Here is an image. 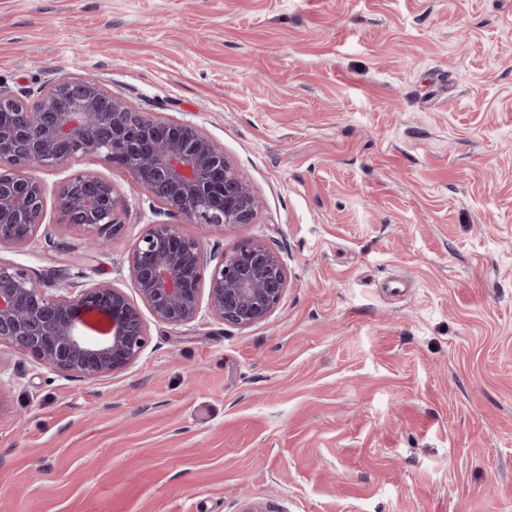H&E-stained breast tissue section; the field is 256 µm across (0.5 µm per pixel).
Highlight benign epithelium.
I'll return each instance as SVG.
<instances>
[{"label":"benign epithelium","instance_id":"obj_1","mask_svg":"<svg viewBox=\"0 0 512 512\" xmlns=\"http://www.w3.org/2000/svg\"><path fill=\"white\" fill-rule=\"evenodd\" d=\"M0 89V248L32 242L43 226L46 186L37 168L83 156L127 170L133 184L168 213L208 231L253 223L261 200L224 150L197 127L137 112L89 79L64 77L40 91L39 110L17 107ZM64 224L107 248L123 231L112 182L76 173L57 192ZM141 305L110 281L46 293L28 271L0 261V343L63 377L106 380L133 364L147 344L146 308L155 320L195 322L202 305L225 323L266 321L288 286L281 257L261 240L242 243L207 268L203 244L177 224H152L129 254Z\"/></svg>","mask_w":512,"mask_h":512}]
</instances>
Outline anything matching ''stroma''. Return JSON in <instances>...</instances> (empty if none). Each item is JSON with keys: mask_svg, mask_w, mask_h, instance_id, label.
<instances>
[{"mask_svg": "<svg viewBox=\"0 0 512 512\" xmlns=\"http://www.w3.org/2000/svg\"><path fill=\"white\" fill-rule=\"evenodd\" d=\"M63 76L195 125L262 208L206 236L84 158L1 261L134 300L165 222L289 282L247 329L146 317L106 381L0 344V512H512V0H0V88ZM83 171L122 197L102 253L61 223Z\"/></svg>", "mask_w": 512, "mask_h": 512, "instance_id": "35a3bbf8", "label": "stroma"}]
</instances>
